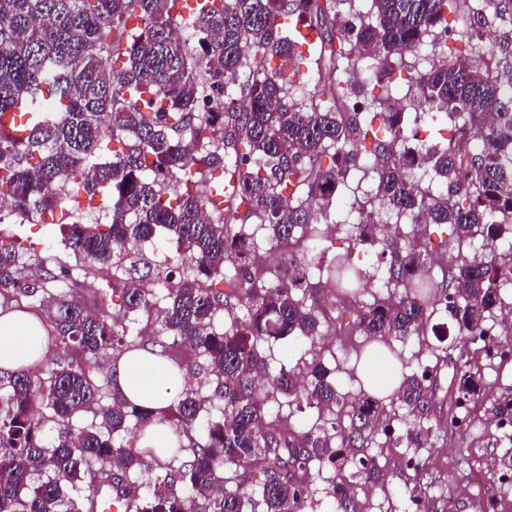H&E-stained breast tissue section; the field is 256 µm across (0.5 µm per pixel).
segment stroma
I'll use <instances>...</instances> for the list:
<instances>
[{
  "label": "stroma",
  "mask_w": 512,
  "mask_h": 512,
  "mask_svg": "<svg viewBox=\"0 0 512 512\" xmlns=\"http://www.w3.org/2000/svg\"><path fill=\"white\" fill-rule=\"evenodd\" d=\"M325 236L331 242L326 259L348 251L367 272L384 242L380 236L369 245L349 240L341 227L326 228ZM356 312L353 300L343 298L324 312L328 338L321 360L344 394L353 391L346 368L368 348L366 337L355 328ZM403 358L414 365L439 363L441 387L448 392L462 366L458 349L450 347L434 356L413 341L404 346ZM476 360L481 380L480 391L470 403V427L460 431L436 427L427 448H409L377 437L370 451L378 458L382 476L377 481H359L354 490L355 512H447L451 505L456 512H512V483L499 479L505 461L512 458V441L498 435L492 423L494 406L512 398V359L491 362L480 354Z\"/></svg>",
  "instance_id": "35a3bbf8"
}]
</instances>
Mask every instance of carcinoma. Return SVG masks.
<instances>
[{"label": "carcinoma", "mask_w": 512, "mask_h": 512, "mask_svg": "<svg viewBox=\"0 0 512 512\" xmlns=\"http://www.w3.org/2000/svg\"><path fill=\"white\" fill-rule=\"evenodd\" d=\"M177 2L0 0V115H31L20 137L0 128V203L9 207L0 224L42 223L80 191L88 211L108 214L94 224L76 211L60 224L73 265L0 229V311L48 304L62 345L44 379L40 365L0 375V512H95L103 493L124 512H297L318 464L346 462L379 478L359 451L378 427L391 431L381 399L363 392L339 429L325 413L346 400L325 367L315 364L304 382L284 364L271 368L261 350L288 339L316 346L324 332L306 304L310 278L335 277L349 295L362 274L347 256L325 269L281 256L272 282L252 260L260 232L310 241L312 225L343 224L366 242L372 216L421 214L450 227L460 251L479 238L490 247L479 260L457 255L434 282L411 233L396 229L379 287L407 292L375 295L358 310L359 331L384 344L381 361L400 377L392 399L411 417L400 438L413 448L430 444L445 397L438 365L400 370L390 341L445 342V323H431L440 307L461 343L487 342V319L512 279V243L494 248L512 224V72L483 42L493 27L500 44L512 43V0H368L365 19L353 0H196L186 16ZM450 13L466 27L450 29ZM437 29L447 35L437 64L408 71L407 94L422 108L412 116L395 99L391 62L419 55ZM270 58L279 64L266 67ZM363 65L382 82L379 94L343 78ZM363 159L373 189L350 211L333 209ZM419 171L439 183L424 185ZM226 185L231 203L215 201ZM156 237L176 242L177 263L150 265L143 246ZM102 266L115 270L105 284ZM161 290L158 334L129 335ZM110 293L121 299L120 321ZM148 344L188 383L160 410L115 390L104 403L79 360L115 363ZM479 378L463 370L451 404L470 401ZM282 398L315 410V421L270 417L268 404ZM209 406L220 416L201 432ZM153 419L174 424L177 441L140 447ZM48 422L57 426L51 439ZM232 467L240 472L230 489ZM150 473L148 500L140 489ZM330 497L338 509L353 505L341 480Z\"/></svg>", "instance_id": "1"}]
</instances>
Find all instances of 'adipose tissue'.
I'll use <instances>...</instances> for the list:
<instances>
[{
    "label": "adipose tissue",
    "instance_id": "adipose-tissue-1",
    "mask_svg": "<svg viewBox=\"0 0 512 512\" xmlns=\"http://www.w3.org/2000/svg\"><path fill=\"white\" fill-rule=\"evenodd\" d=\"M49 346L36 319L20 311L0 315V370L33 368L43 360ZM114 384L130 401L162 408L183 388L185 376L172 374L161 356L136 350L119 359Z\"/></svg>",
    "mask_w": 512,
    "mask_h": 512
}]
</instances>
